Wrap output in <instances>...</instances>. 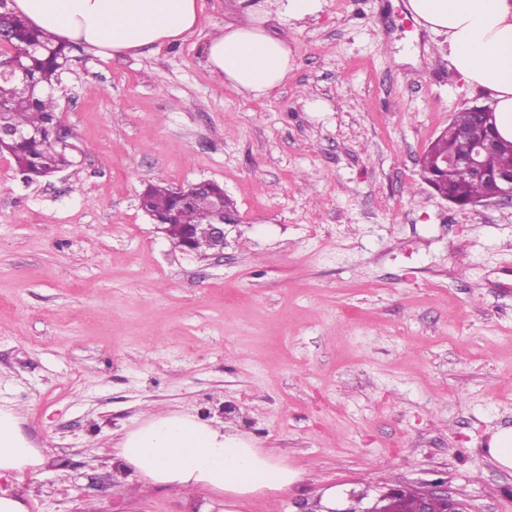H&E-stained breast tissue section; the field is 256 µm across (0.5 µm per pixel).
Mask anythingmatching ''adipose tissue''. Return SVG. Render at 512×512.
Wrapping results in <instances>:
<instances>
[{
  "mask_svg": "<svg viewBox=\"0 0 512 512\" xmlns=\"http://www.w3.org/2000/svg\"><path fill=\"white\" fill-rule=\"evenodd\" d=\"M407 7L426 30L447 35L452 67L469 87L489 91L497 129L512 140V0H408ZM11 8L30 26L104 58L186 40L203 25L200 0H12ZM204 55L208 72L246 100L270 97L295 65L287 37L249 15L212 30ZM117 461L184 495L223 494L221 512H238L244 499L300 479L248 439L187 414L149 415L126 433ZM34 462L16 419L0 413V470Z\"/></svg>",
  "mask_w": 512,
  "mask_h": 512,
  "instance_id": "1",
  "label": "adipose tissue"
}]
</instances>
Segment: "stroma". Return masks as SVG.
I'll use <instances>...</instances> for the list:
<instances>
[{
    "label": "stroma",
    "instance_id": "35a3bbf8",
    "mask_svg": "<svg viewBox=\"0 0 512 512\" xmlns=\"http://www.w3.org/2000/svg\"><path fill=\"white\" fill-rule=\"evenodd\" d=\"M185 42L71 47L55 95L75 164L26 183L0 155V410L41 463L0 477L26 512H203L115 463L155 413L230 422L301 472L239 512L438 485L512 512L488 448L512 428V204L461 208L419 178L457 112L490 104L406 0H201ZM253 9L291 40L286 86L245 100L204 67ZM220 184L223 256L180 253L147 184ZM288 21H300L316 15L322 8V0H286Z\"/></svg>",
    "mask_w": 512,
    "mask_h": 512
}]
</instances>
